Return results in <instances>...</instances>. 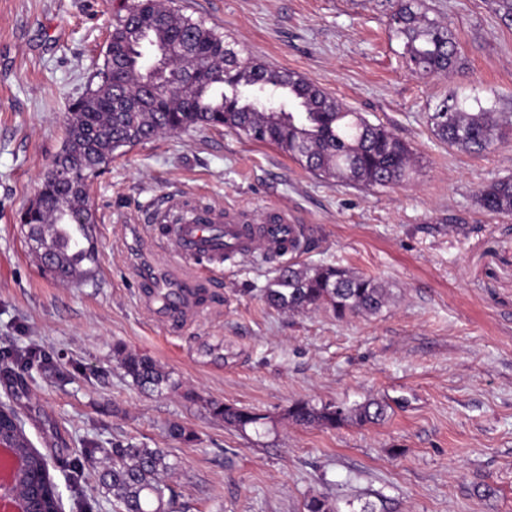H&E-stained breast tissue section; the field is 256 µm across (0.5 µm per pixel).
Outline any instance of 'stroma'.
<instances>
[{
    "label": "stroma",
    "mask_w": 512,
    "mask_h": 512,
    "mask_svg": "<svg viewBox=\"0 0 512 512\" xmlns=\"http://www.w3.org/2000/svg\"><path fill=\"white\" fill-rule=\"evenodd\" d=\"M121 0H0V350L37 358L15 404L34 446L72 458L133 442L167 451L180 512H512V216L476 202L512 177V141L467 153L428 123L444 104L512 113V25L490 0H423L458 42L447 76L414 72L387 0H173L244 55L294 71L383 123L416 153L409 182L343 186L278 148L224 128L126 148L94 180L99 260L76 282L48 278L19 215L60 152L70 101L103 63ZM288 209L304 229L297 263L380 279L374 317L284 313L262 290L284 257L185 261L149 221L166 197ZM196 271L204 304L170 322L141 282ZM152 358L175 383L141 389L114 346ZM384 401L376 424L300 426V401ZM254 408L239 431L209 402ZM190 432L184 441L172 425ZM51 474L63 512H113L98 482Z\"/></svg>",
    "instance_id": "1"
}]
</instances>
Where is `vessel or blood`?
<instances>
[{"label": "vessel or blood", "mask_w": 512, "mask_h": 512, "mask_svg": "<svg viewBox=\"0 0 512 512\" xmlns=\"http://www.w3.org/2000/svg\"><path fill=\"white\" fill-rule=\"evenodd\" d=\"M153 221L165 226L177 252L190 259L202 255L220 259L227 253L249 257L259 250L277 256L301 250L302 228L284 209L263 217L245 208L201 207L172 196L155 209ZM160 297L175 320L199 305L191 277L161 292Z\"/></svg>", "instance_id": "obj_1"}]
</instances>
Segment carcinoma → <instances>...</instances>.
Segmentation results:
<instances>
[{
	"mask_svg": "<svg viewBox=\"0 0 512 512\" xmlns=\"http://www.w3.org/2000/svg\"><path fill=\"white\" fill-rule=\"evenodd\" d=\"M392 32L404 43L414 70L443 75L455 68L452 30L429 18L421 0H394ZM113 25L109 54L80 97L69 103L66 140L40 183L44 208L26 207L20 223L38 263L50 262L59 282L83 278L97 262L88 205L92 179L124 148L163 134L198 127L225 128L257 143L277 147L310 173L341 185L391 188L415 172L414 152L381 124L344 107L336 98L293 71H280L244 58L200 21L185 18L161 0H130ZM170 60L162 74L147 71L151 54ZM434 135L463 152L480 153L512 136V116L483 107L467 112L456 105L428 116ZM478 205L497 216L512 215V179L494 181L477 196ZM267 305L291 313L326 309L338 319L377 315L388 291L377 278L331 266L290 264L263 288ZM125 376L140 388L171 387L170 374L154 360L116 349ZM34 356L0 355V382H24ZM210 411L224 424L244 430L264 417L248 407L212 401ZM387 405L368 400L355 407L298 402L288 419L302 426L334 429L345 423H375ZM0 438L22 459L16 484L27 492L25 512H63V502L47 455L27 436L17 409L0 402ZM110 465L100 483L112 493L116 512H172L173 490L161 480L171 468L161 448L128 442L106 451Z\"/></svg>",
	"mask_w": 512,
	"mask_h": 512,
	"instance_id": "carcinoma-1",
	"label": "carcinoma"
}]
</instances>
